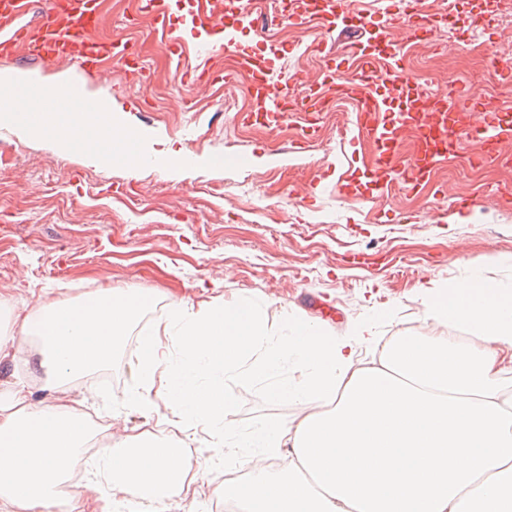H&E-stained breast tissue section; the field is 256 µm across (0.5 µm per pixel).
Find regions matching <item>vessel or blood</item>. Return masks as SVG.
Instances as JSON below:
<instances>
[{
    "instance_id": "obj_1",
    "label": "vessel or blood",
    "mask_w": 512,
    "mask_h": 512,
    "mask_svg": "<svg viewBox=\"0 0 512 512\" xmlns=\"http://www.w3.org/2000/svg\"><path fill=\"white\" fill-rule=\"evenodd\" d=\"M31 0H0V56H23L55 68L79 67L94 72L99 79H109L107 62L130 54L128 43L98 40L92 37L101 11L98 0H74L71 11H63L60 0H44L36 22L27 24ZM336 18L334 0H323L322 8L303 11L292 18L294 24L316 23L328 28ZM186 22L192 29L207 32L197 51L195 69H187L180 54L169 57V66L175 75L197 83H210L213 76L209 60L224 50L236 47L237 42L228 32L223 15L212 12H189ZM357 68L341 83L342 95L359 102L355 129L351 136L363 141L378 160L396 156L405 133L415 136V150L410 163L402 168L382 171L377 180L378 190L389 189L401 183L410 188L428 184L433 172L449 159L466 152L469 161L491 165L512 158V115L504 113L482 94L455 82L437 92L423 95L416 91L414 82L402 75L394 53L377 55L365 48L356 51ZM253 104L251 116L265 125L276 126L288 116V80L274 75L263 64L244 62ZM390 79L393 84L391 99L375 96L371 85L376 77ZM468 104L473 117L464 123L455 105L456 100Z\"/></svg>"
}]
</instances>
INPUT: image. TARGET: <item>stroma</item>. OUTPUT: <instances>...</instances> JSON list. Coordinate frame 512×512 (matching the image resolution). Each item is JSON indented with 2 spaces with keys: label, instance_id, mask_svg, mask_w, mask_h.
I'll list each match as a JSON object with an SVG mask.
<instances>
[{
  "label": "stroma",
  "instance_id": "35a3bbf8",
  "mask_svg": "<svg viewBox=\"0 0 512 512\" xmlns=\"http://www.w3.org/2000/svg\"><path fill=\"white\" fill-rule=\"evenodd\" d=\"M474 2L425 0L426 16L453 15L452 30L432 40L411 32L404 18L409 0H384L378 9L371 0H340V7L362 24L384 26L420 91L456 80L512 108V86L501 79L503 67L512 65V0H493L490 22L479 29L468 17ZM193 7L194 0H177L162 24L136 0H104L108 22L97 36L135 43L152 74L149 87L136 84L120 60L106 81L72 73L83 91L110 97L120 120L145 130L150 149L163 142L182 148L197 164L189 176L157 163L135 172L94 165L0 126V292L76 304L104 288H132L154 299L128 329L112 365L66 386L92 413L81 454L87 463L123 427H144L134 412L114 417L112 404L132 383L141 336L174 300L249 299L267 326L292 318L336 335L390 306L398 315L380 329L391 336L427 330L423 294L430 285L461 282L474 269L512 283V264L505 262L512 257V167L473 169L459 157L423 188L337 196V185L362 184L377 166L366 145L341 141V130L356 122L353 104L323 83L320 72L324 53L332 51L337 77L346 76L354 35L284 22L263 42L239 27V52L268 56L271 67L300 75L290 95L303 97L314 86L327 101L313 119V136L302 137L293 115L277 137L240 119L250 101L248 84L224 80L237 70L239 52L213 58L216 79L207 86L180 81L169 69L166 31L179 36L187 58L195 56L200 35L185 24ZM275 43L292 46V53L271 55ZM215 155L242 164L205 168ZM464 198L474 205L457 213L454 203ZM356 253L365 255L366 266L352 265ZM275 383L272 377L226 378V388L239 397L228 422L245 433L263 419L295 418L301 404L272 397ZM199 462L204 479L196 500L172 498L166 512H208L225 469L207 451Z\"/></svg>",
  "mask_w": 512,
  "mask_h": 512
}]
</instances>
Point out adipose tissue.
Here are the masks:
<instances>
[{"label":"adipose tissue","instance_id":"ef3b65f1","mask_svg":"<svg viewBox=\"0 0 512 512\" xmlns=\"http://www.w3.org/2000/svg\"><path fill=\"white\" fill-rule=\"evenodd\" d=\"M150 301L106 288L77 305L32 310L0 293V362L26 353L52 395L36 404L25 382L0 388V512H116L119 503L165 512L167 499L196 493L201 432L220 461L242 453L259 462L284 448L295 456V472L225 486L242 512H512V288L477 273L424 297L427 320L466 326L461 343L445 332L381 335L378 314L331 336L309 322L268 329L247 300L171 303L121 402L150 419L165 398V430L126 431L86 467L82 493L62 500L57 488L88 428L60 392L115 361ZM165 340L177 357H160ZM284 364L296 374L273 396L310 412L238 436L225 422L238 397L224 376L244 368L260 377Z\"/></svg>","mask_w":512,"mask_h":512}]
</instances>
